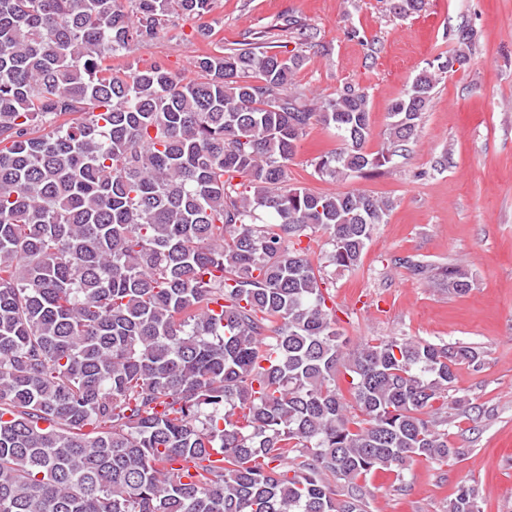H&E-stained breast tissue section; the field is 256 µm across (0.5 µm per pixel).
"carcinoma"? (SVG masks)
<instances>
[{
	"mask_svg": "<svg viewBox=\"0 0 512 512\" xmlns=\"http://www.w3.org/2000/svg\"><path fill=\"white\" fill-rule=\"evenodd\" d=\"M216 3L0 0V512H366L368 473L461 454L448 392L478 352L347 348L300 247L322 229L328 265L354 270L392 202L288 184L314 122L339 141L319 176H377L461 56L414 77L376 152L365 89L305 98L304 56L265 33L197 57L194 80L112 67L171 14L205 32ZM450 512H480L473 490Z\"/></svg>",
	"mask_w": 512,
	"mask_h": 512,
	"instance_id": "1",
	"label": "carcinoma"
}]
</instances>
